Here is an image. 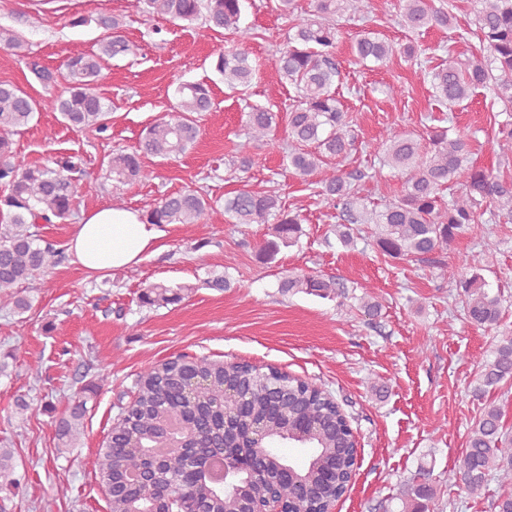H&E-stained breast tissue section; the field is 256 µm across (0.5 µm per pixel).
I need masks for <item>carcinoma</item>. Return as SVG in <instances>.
<instances>
[{"mask_svg":"<svg viewBox=\"0 0 512 512\" xmlns=\"http://www.w3.org/2000/svg\"><path fill=\"white\" fill-rule=\"evenodd\" d=\"M242 0H128V8L140 14L170 21H201L207 31L228 30L234 43L218 54L215 69L231 89L248 87L256 72L251 44L255 33L239 25ZM396 20L410 30L433 27L451 28L453 16L434 8L430 0H396ZM369 0H310L308 18L294 26L284 46L277 50L275 75L281 83L293 85L298 104L286 115L251 107L242 113L245 139L236 144L241 171L253 164L252 151L263 142L282 150L285 166L293 174L315 186L317 195L341 207V223L334 233L344 247L353 245L361 232L359 224L377 227L376 242L383 254L423 260L449 246L479 223V209L488 205L491 215L512 221V181L491 170L468 165L470 142L467 135L451 137L445 129L431 133L424 146L411 133L393 130L378 146L382 166L395 170L403 180L401 195L383 204L379 211L368 210L359 196L356 182L362 173L330 167L333 159H343L354 145V120L338 99L341 72L336 61L340 29L335 17L346 11L368 13ZM95 22L103 30L99 52L69 56L57 72L34 62L32 71L56 91L35 98L20 87L0 83V183L8 193L0 197V294L13 298L14 308L25 312L30 301L12 289L32 279L55 255L52 245L39 244L30 231L36 224L65 220L74 207V188L70 173L76 169L71 157H61L53 166L31 165L13 149L11 136L20 133L46 109L59 112L64 122L103 133L108 128L110 108L96 87L103 63L129 54L130 43L122 35L123 21L112 15L95 19L79 16L70 20L73 27ZM475 24L482 49L467 62L448 55V63L424 71L435 97L448 105L470 98L480 87L491 86L503 111L512 112V0H475ZM23 41L12 30L0 27V48L17 50ZM362 63H384L396 54L417 57L408 43L399 47L375 32L361 36L353 45ZM173 112L147 126L137 148L116 150L108 155L106 175L117 183L146 179L151 172L142 166L141 157L163 160L177 158L197 141L200 133L197 116L213 108L208 84L181 83L176 89ZM287 122L288 139L277 143L275 134ZM450 183L461 190L446 201L441 191ZM211 208V202L197 190L167 194L145 214L150 224H196ZM224 214L231 224H265L274 219V238L257 247L262 261L274 259L281 248L294 245L302 234L300 214L282 204L274 191L240 189L224 198ZM461 307L465 320L480 328H496L502 319V298L485 288L481 274L475 272L461 281ZM283 292H305L321 298L345 295L332 277L292 275L279 285ZM182 299L181 289L163 283L148 285L141 300L149 306L163 307ZM479 387L484 394L512 381V335L497 336L489 356L479 363ZM238 389L250 398L248 414L268 423L274 442L288 441V423L307 422L320 427L304 447L314 452L336 453V484L321 485L304 507L309 512H324L348 492L353 464L352 428L339 403L327 390L292 376L274 366L249 362L224 363L180 356L138 375L137 396L124 411V417L96 455L95 474L107 487L119 482L127 470L142 465L140 458L125 452L132 439L149 443L159 432L166 415L181 422L186 437L202 452L224 443L225 417L233 414L236 401L224 399V385ZM87 399H74L67 416L57 423L59 447L75 445L86 416ZM501 406L488 403L475 416L467 434L466 448L458 469L448 480L460 482L476 498L485 494L491 480L512 484V434L504 428ZM14 450L0 448V491L17 486ZM431 470L420 467L398 496L399 512H429L437 501V489L430 483ZM153 493L200 501L208 512H236L237 497L220 485L197 481L195 464L183 449L172 447L165 463L151 475Z\"/></svg>","mask_w":512,"mask_h":512,"instance_id":"obj_1","label":"carcinoma"}]
</instances>
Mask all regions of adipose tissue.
I'll list each match as a JSON object with an SVG mask.
<instances>
[{"label": "adipose tissue", "instance_id": "ef3b65f1", "mask_svg": "<svg viewBox=\"0 0 512 512\" xmlns=\"http://www.w3.org/2000/svg\"><path fill=\"white\" fill-rule=\"evenodd\" d=\"M156 225L135 211L102 207L85 215L68 242V251L86 273L130 268L155 250Z\"/></svg>", "mask_w": 512, "mask_h": 512}]
</instances>
